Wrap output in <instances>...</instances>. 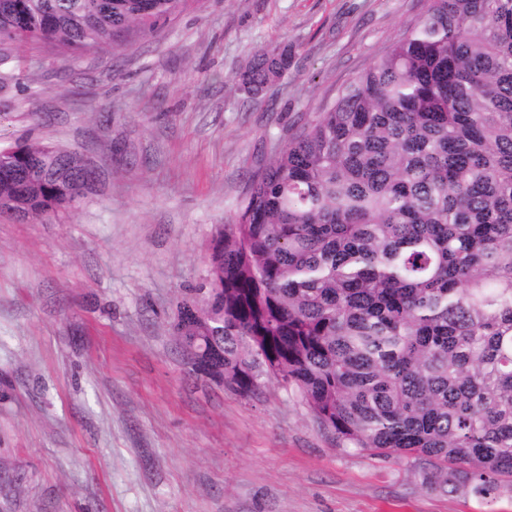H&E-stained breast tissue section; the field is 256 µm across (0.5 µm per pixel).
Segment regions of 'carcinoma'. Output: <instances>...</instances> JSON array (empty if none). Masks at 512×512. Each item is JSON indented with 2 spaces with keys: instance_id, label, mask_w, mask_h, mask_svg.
<instances>
[{
  "instance_id": "obj_1",
  "label": "carcinoma",
  "mask_w": 512,
  "mask_h": 512,
  "mask_svg": "<svg viewBox=\"0 0 512 512\" xmlns=\"http://www.w3.org/2000/svg\"><path fill=\"white\" fill-rule=\"evenodd\" d=\"M186 2L0 0V44L87 52ZM291 61L257 49L236 80L257 98ZM54 151L25 147L33 218L75 201L77 157L37 164ZM209 262L172 325L204 374L282 381L430 491L512 499V0H428L252 177Z\"/></svg>"
}]
</instances>
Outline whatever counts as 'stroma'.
<instances>
[{"label": "stroma", "mask_w": 512, "mask_h": 512, "mask_svg": "<svg viewBox=\"0 0 512 512\" xmlns=\"http://www.w3.org/2000/svg\"><path fill=\"white\" fill-rule=\"evenodd\" d=\"M427 5L190 0L113 46L0 50V148L100 173L55 217L0 212V512H512L348 447L274 379L243 397L191 376L171 328L251 177ZM285 41L262 99L233 85Z\"/></svg>", "instance_id": "1"}]
</instances>
